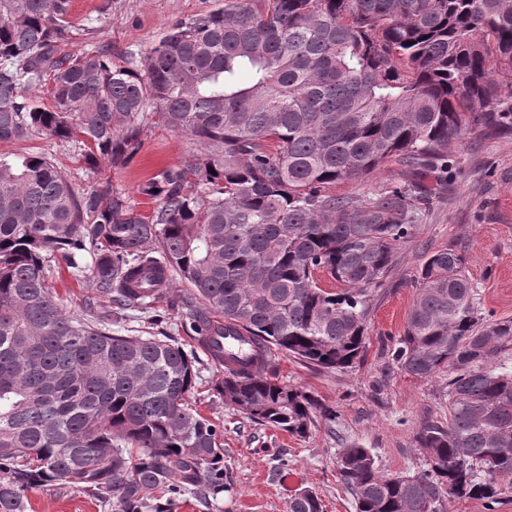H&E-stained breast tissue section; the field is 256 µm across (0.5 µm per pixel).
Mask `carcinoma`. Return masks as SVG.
Returning <instances> with one entry per match:
<instances>
[{"instance_id": "carcinoma-1", "label": "carcinoma", "mask_w": 512, "mask_h": 512, "mask_svg": "<svg viewBox=\"0 0 512 512\" xmlns=\"http://www.w3.org/2000/svg\"><path fill=\"white\" fill-rule=\"evenodd\" d=\"M70 0H0V142L28 133L125 167L151 119L196 145L139 187L144 216L102 178L77 190L45 153L0 157V512L76 487L115 512H175L186 490L225 492L220 426L188 397L195 358L170 336L123 335L112 318L189 286L178 310L224 364V404L294 437L336 410L268 372L273 352L345 369L364 355L373 293L423 206L448 191V150L512 136V0H224L175 20L122 66L65 53ZM249 80H238L240 71ZM47 84L53 105L30 90ZM408 179L361 200L327 188L384 164ZM85 258L95 320L67 313L49 255ZM343 285L340 291L323 280ZM512 319L475 307L463 256L429 255L392 353L418 379L448 373V424L414 435L425 465L385 475L370 449L336 456L355 512H444L512 494ZM288 512H324L304 489Z\"/></svg>"}]
</instances>
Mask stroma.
<instances>
[{"instance_id": "1", "label": "stroma", "mask_w": 512, "mask_h": 512, "mask_svg": "<svg viewBox=\"0 0 512 512\" xmlns=\"http://www.w3.org/2000/svg\"><path fill=\"white\" fill-rule=\"evenodd\" d=\"M224 0H72L70 36L65 51L110 47L113 61L140 57L178 18L223 6ZM145 145L130 163L112 171V187L143 214L154 210L139 186L169 166L180 164L193 148L186 135L161 125L146 126ZM42 152L70 174L76 189L90 188L93 173L79 161L74 143L28 136L0 143L10 156ZM457 176L448 193L431 199L416 235L397 247L384 286L374 293L367 323V351L354 367L323 370L279 352L273 372L302 387L336 411L335 423L319 422L299 439L240 409L225 405L215 384L224 369L207 356L186 328L177 309L159 302L151 313H132L114 323L113 331L137 335L167 334L196 357V385L191 402L217 422L224 443L226 491L215 507L205 508L193 495L181 496L175 512H287L288 501L301 489L316 491L324 512H354L351 496L336 475V455L356 441L370 448L380 471L419 472L424 456L414 446L416 430L426 422H447L445 381L414 378L398 369L391 353L402 335L413 303L415 276L432 252L450 248L466 260V274L483 315L512 318V138L470 136L455 147ZM51 287L63 308L86 318L103 311L92 284L80 271L52 258ZM27 512H114L111 503L78 488L47 487L30 492Z\"/></svg>"}]
</instances>
